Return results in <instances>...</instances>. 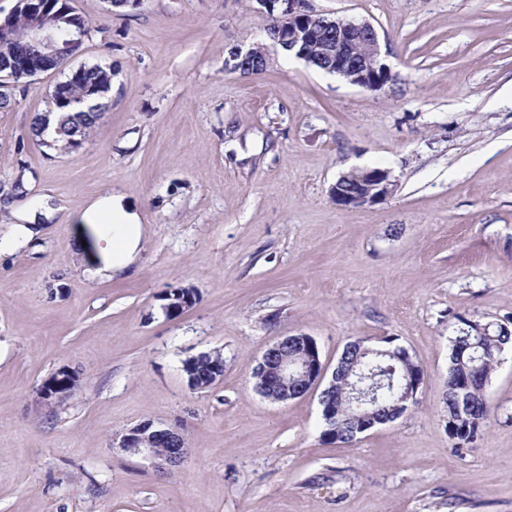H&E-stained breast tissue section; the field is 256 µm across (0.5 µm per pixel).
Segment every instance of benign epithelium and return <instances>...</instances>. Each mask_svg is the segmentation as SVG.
Returning a JSON list of instances; mask_svg holds the SVG:
<instances>
[{
    "label": "benign epithelium",
    "instance_id": "7a95c632",
    "mask_svg": "<svg viewBox=\"0 0 512 512\" xmlns=\"http://www.w3.org/2000/svg\"><path fill=\"white\" fill-rule=\"evenodd\" d=\"M27 11L36 21L27 30L28 47L35 50L36 58L65 60L67 54L56 46V33L47 23L48 7L41 0H22ZM258 4L271 19L267 36L273 48L295 54L310 62V57L295 51L299 43L322 40L318 63L325 70L346 79L349 83L370 91H377L393 79L389 67L383 62L379 35L374 25L367 21L341 20L317 12L308 6V0H258ZM230 58L239 60L243 66L255 70L267 63V56L259 57L254 46L232 49ZM395 180L384 169H353L341 175L331 187V194L338 205L359 208L384 201L394 191ZM299 341L309 348V355L289 363L284 349L291 342ZM261 371L262 397L272 403L286 404L294 395L322 381L327 373L321 361L315 340L307 335L283 336L270 346L257 363ZM342 370L337 363L328 386L320 397L322 414L330 422L336 421V405L327 398L328 391L336 385V374ZM75 376V371L62 368L41 386L39 400L43 405L53 404ZM167 444L165 455L154 452L158 443ZM118 447L131 453L136 451L152 461L160 470L169 471L185 460L186 443L183 432L177 425L155 426L150 422L130 428L120 437Z\"/></svg>",
    "mask_w": 512,
    "mask_h": 512
}]
</instances>
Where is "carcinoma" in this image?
Returning <instances> with one entry per match:
<instances>
[{
    "label": "carcinoma",
    "mask_w": 512,
    "mask_h": 512,
    "mask_svg": "<svg viewBox=\"0 0 512 512\" xmlns=\"http://www.w3.org/2000/svg\"><path fill=\"white\" fill-rule=\"evenodd\" d=\"M47 2L50 3V15L57 26L58 33L63 38H69L80 29L88 31L85 19L72 10L67 0H47ZM111 77L112 72L100 65L85 64L77 77L68 75L59 83V86L66 88V91L53 103L52 109L58 112V121L71 130V133L56 137L52 149L64 153L76 151L75 133L89 135L98 121V114L106 109V105L98 103L85 111L78 106V103L85 104L104 94L109 87ZM509 343H512V331L500 323L485 325L483 332L479 335L468 325L458 329L457 335L452 340L447 380L454 383L469 380L471 384L464 391L450 390L444 395L443 403L448 412V418L461 415L465 419L464 425L467 426L464 432L459 429L448 430L450 437L467 443L477 438L489 412L485 387L492 370L499 361L500 354ZM355 344L356 341L353 340L344 348L350 371L347 380L352 381L360 377L369 383L374 377H384L383 384L378 386L374 393L375 408L380 416L387 415L389 411H395V408L401 404L400 384L404 381V374L418 373L417 363L412 360H397L385 354H361L355 348ZM222 364L224 359L221 354L203 353L187 361L184 371L202 384L208 379L213 369ZM345 381L336 379V392L333 394L334 403L339 408L336 423H325V429L322 432V437L326 440L343 444L347 442V438L351 437L352 427L356 425L353 417L358 412L355 404L347 400L348 387Z\"/></svg>",
    "instance_id": "carcinoma-1"
}]
</instances>
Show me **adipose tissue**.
Wrapping results in <instances>:
<instances>
[{"instance_id": "ef3b65f1", "label": "adipose tissue", "mask_w": 512, "mask_h": 512, "mask_svg": "<svg viewBox=\"0 0 512 512\" xmlns=\"http://www.w3.org/2000/svg\"><path fill=\"white\" fill-rule=\"evenodd\" d=\"M77 222L100 228L106 248L112 258L104 265L107 273L128 269L136 260L142 240V226L137 212L133 211L117 193L99 197L76 217Z\"/></svg>"}]
</instances>
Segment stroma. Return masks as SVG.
Listing matches in <instances>:
<instances>
[{
    "instance_id": "35a3bbf8",
    "label": "stroma",
    "mask_w": 512,
    "mask_h": 512,
    "mask_svg": "<svg viewBox=\"0 0 512 512\" xmlns=\"http://www.w3.org/2000/svg\"><path fill=\"white\" fill-rule=\"evenodd\" d=\"M70 4L89 26L74 65L116 90L70 155L29 130L60 72L0 109V193L25 187L0 237L41 197L56 210L0 257V512H512V348L473 444L456 448L442 402L460 319L512 329V0H310L376 26L393 74L377 91L274 49L228 72L234 46L266 39L257 0ZM354 168L389 170L394 192L337 205ZM112 191L141 248L90 280L97 239L71 217ZM177 288L196 300L170 314ZM286 335L330 369L350 340L393 339L425 372L416 403L324 442L319 390L277 404L250 379ZM213 350L223 381L193 389L184 362ZM65 365L78 387L42 406ZM143 422L181 426L172 472L118 448Z\"/></svg>"
}]
</instances>
